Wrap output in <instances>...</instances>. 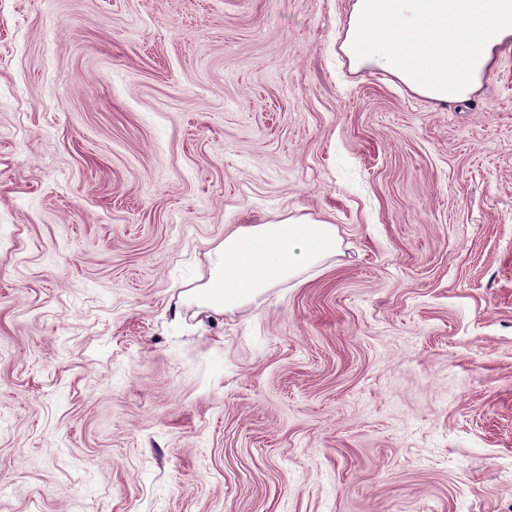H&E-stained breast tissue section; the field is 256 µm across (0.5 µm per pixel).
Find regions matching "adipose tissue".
I'll return each instance as SVG.
<instances>
[{
	"label": "adipose tissue",
	"instance_id": "adipose-tissue-1",
	"mask_svg": "<svg viewBox=\"0 0 512 512\" xmlns=\"http://www.w3.org/2000/svg\"><path fill=\"white\" fill-rule=\"evenodd\" d=\"M391 2L355 0L349 38L363 35L367 19L373 17L384 28L402 27L403 21L392 10ZM444 7L454 32L430 41L422 63L405 65L409 47L398 42L390 44L374 65L395 74L411 88H425L428 98L449 103L472 95L480 87L496 48L512 40V26L498 28L485 39H466L462 32L473 23L475 0H445ZM427 66L435 68L436 76L426 85L421 73ZM299 241L307 245L302 262L293 252ZM337 247L335 225L308 217L240 225L225 233L214 251L209 281L193 289L192 295L201 308L215 312L233 309L320 266Z\"/></svg>",
	"mask_w": 512,
	"mask_h": 512
}]
</instances>
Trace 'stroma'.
Instances as JSON below:
<instances>
[{
	"label": "stroma",
	"instance_id": "35a3bbf8",
	"mask_svg": "<svg viewBox=\"0 0 512 512\" xmlns=\"http://www.w3.org/2000/svg\"><path fill=\"white\" fill-rule=\"evenodd\" d=\"M354 0H0V512H512V42L468 101ZM339 248L221 313L228 230ZM392 0H356L352 6L348 37L353 40L363 35L367 19L376 17L383 25L382 30L398 29L404 24L403 20L391 8ZM367 34L363 38L361 52L366 57H375L384 47L381 36L376 31V25L371 22L365 25Z\"/></svg>",
	"mask_w": 512,
	"mask_h": 512
}]
</instances>
